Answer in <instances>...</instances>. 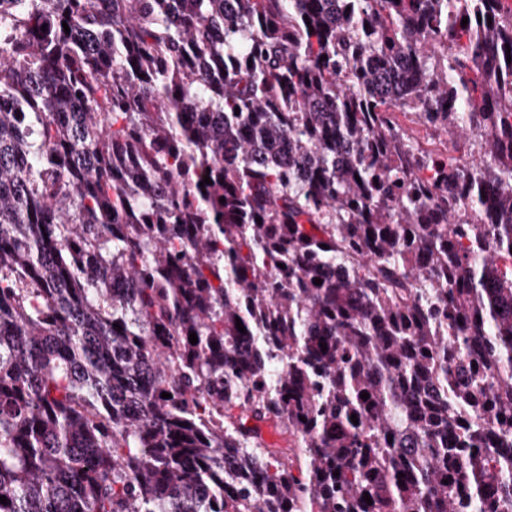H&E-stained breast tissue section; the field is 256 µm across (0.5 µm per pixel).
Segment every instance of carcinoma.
Returning <instances> with one entry per match:
<instances>
[{
	"label": "carcinoma",
	"instance_id": "carcinoma-1",
	"mask_svg": "<svg viewBox=\"0 0 512 512\" xmlns=\"http://www.w3.org/2000/svg\"><path fill=\"white\" fill-rule=\"evenodd\" d=\"M509 47L500 0H0V512H512ZM399 124L409 136H412L424 147L428 149L437 148L444 150V137H438L434 130L428 129L421 125L417 121L416 116L407 115L404 117L403 115L399 114Z\"/></svg>",
	"mask_w": 512,
	"mask_h": 512
}]
</instances>
